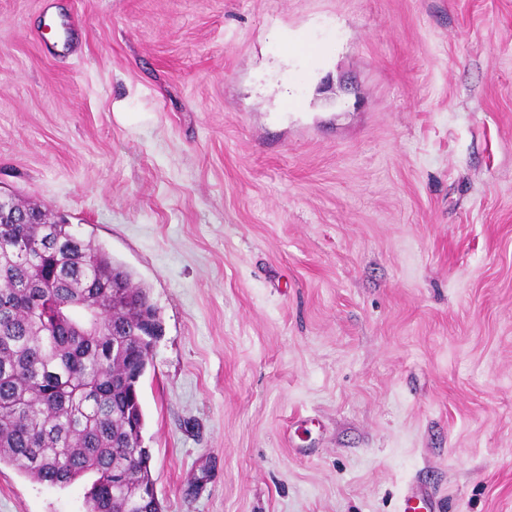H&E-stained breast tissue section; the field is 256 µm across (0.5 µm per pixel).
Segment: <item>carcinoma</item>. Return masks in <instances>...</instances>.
<instances>
[{
    "instance_id": "carcinoma-1",
    "label": "carcinoma",
    "mask_w": 512,
    "mask_h": 512,
    "mask_svg": "<svg viewBox=\"0 0 512 512\" xmlns=\"http://www.w3.org/2000/svg\"><path fill=\"white\" fill-rule=\"evenodd\" d=\"M22 215L25 223L16 224ZM128 289L112 303V289ZM148 288L105 248L11 194L0 205V463L38 483L86 475L87 512H157L134 460Z\"/></svg>"
}]
</instances>
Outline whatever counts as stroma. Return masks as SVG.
Returning <instances> with one entry per match:
<instances>
[{
  "instance_id": "obj_1",
  "label": "stroma",
  "mask_w": 512,
  "mask_h": 512,
  "mask_svg": "<svg viewBox=\"0 0 512 512\" xmlns=\"http://www.w3.org/2000/svg\"><path fill=\"white\" fill-rule=\"evenodd\" d=\"M0 192L149 288L164 512H512V0H0ZM439 499L422 485H408L397 504V512H441Z\"/></svg>"
}]
</instances>
